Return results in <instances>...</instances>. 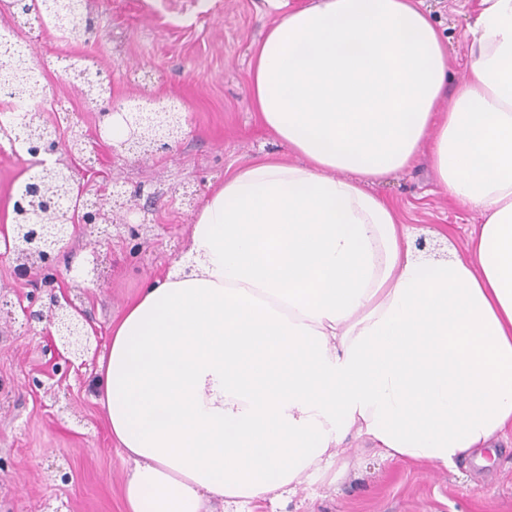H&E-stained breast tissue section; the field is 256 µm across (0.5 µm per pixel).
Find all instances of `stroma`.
Returning a JSON list of instances; mask_svg holds the SVG:
<instances>
[{
	"label": "stroma",
	"mask_w": 512,
	"mask_h": 512,
	"mask_svg": "<svg viewBox=\"0 0 512 512\" xmlns=\"http://www.w3.org/2000/svg\"><path fill=\"white\" fill-rule=\"evenodd\" d=\"M422 7L442 35L448 85L456 87L468 71L465 31L477 0H422ZM90 8L100 22L96 34L62 40L35 21L13 30L14 40L44 61L55 102L39 114L58 131L59 159L77 185L119 202L122 226L103 242L72 228L58 256V282L98 336L85 365L65 368L24 312L38 274L5 252L30 161L0 141V512H125L126 457L92 390L112 319L147 278L179 260L214 189L260 156L288 154L263 126L247 87L253 46L275 19L266 0H90ZM75 60L110 75L112 100L123 109L157 99L181 112L179 142L168 152L113 151L96 107L61 78L64 64ZM78 135L100 156L95 172L67 151ZM369 190L428 241L441 234L461 250L479 224L438 191L424 152ZM133 226L141 240L131 237ZM90 272L99 281L86 289ZM255 512H512V432L481 457L445 468L384 458L369 440L352 436L328 476L308 475L294 494Z\"/></svg>",
	"instance_id": "stroma-1"
}]
</instances>
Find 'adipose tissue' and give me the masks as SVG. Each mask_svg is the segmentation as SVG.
Masks as SVG:
<instances>
[{
  "label": "adipose tissue",
  "mask_w": 512,
  "mask_h": 512,
  "mask_svg": "<svg viewBox=\"0 0 512 512\" xmlns=\"http://www.w3.org/2000/svg\"><path fill=\"white\" fill-rule=\"evenodd\" d=\"M267 2L249 90L291 156L206 200L98 363L127 512H253L352 434L445 467L512 431V0H480L449 100L416 0ZM424 148L481 219L467 256L420 254L367 189Z\"/></svg>",
  "instance_id": "adipose-tissue-1"
}]
</instances>
